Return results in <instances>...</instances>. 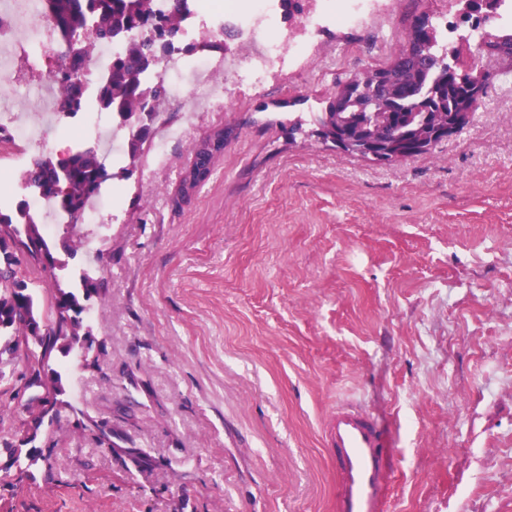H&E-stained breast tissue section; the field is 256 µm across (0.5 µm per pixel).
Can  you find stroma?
<instances>
[{
  "label": "stroma",
  "mask_w": 512,
  "mask_h": 512,
  "mask_svg": "<svg viewBox=\"0 0 512 512\" xmlns=\"http://www.w3.org/2000/svg\"><path fill=\"white\" fill-rule=\"evenodd\" d=\"M447 9L393 0L388 41L333 27L307 67L190 122L170 107L187 137L109 181L117 213L40 225L41 299L96 283L98 362L53 352L71 407L35 443L51 466L21 485L0 470V512H336L324 425L341 404L392 443L385 512H512V68L426 157L375 164L286 126ZM219 127L223 155L178 202L191 142ZM111 133L77 115L30 155Z\"/></svg>",
  "instance_id": "35a3bbf8"
}]
</instances>
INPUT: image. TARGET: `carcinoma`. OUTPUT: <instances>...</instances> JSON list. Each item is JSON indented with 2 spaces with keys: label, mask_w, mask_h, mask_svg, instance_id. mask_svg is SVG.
<instances>
[{
  "label": "carcinoma",
  "mask_w": 512,
  "mask_h": 512,
  "mask_svg": "<svg viewBox=\"0 0 512 512\" xmlns=\"http://www.w3.org/2000/svg\"><path fill=\"white\" fill-rule=\"evenodd\" d=\"M156 2L45 0L42 3L43 12L60 39L74 42L77 49L72 56L64 54L66 58L72 57V64L54 74L62 97V111L73 114L84 105L81 69L95 47V35L103 33L110 37L114 30H127L130 36L119 54L113 56L108 77L98 85L96 105L126 124L134 115L145 112L148 105L158 107L165 103L166 91L162 83L146 80L152 68L145 61L149 55L159 54L158 44L147 28L155 26L173 35L179 30L188 8L187 0H169L166 10L162 11ZM494 2L496 0H453L451 8L481 12L483 24L488 26ZM480 47L497 56L512 58V32L485 29ZM409 50L422 56V67L410 66L395 75L372 105V116H366L359 111L357 103L351 102L341 119L351 127L364 124L368 129L378 123L388 140L400 142L407 148L425 142L429 145V154L448 135L446 131L433 135L435 126L465 128L479 109L484 89L495 74L483 72L482 60L470 53L468 36L461 35L445 46L438 28L433 26L427 32L413 25L403 49L390 61L338 80L326 107L312 114L313 124L319 128L326 126L336 118L335 97L346 94L355 84L372 85L378 77L398 67L402 55ZM150 134L148 124L132 130L127 141L131 160L139 157ZM203 145L202 140L193 145V164L209 170L213 156ZM108 172L104 158L97 151L86 149L59 160L39 158L25 171L24 177L33 186L44 188L49 200L68 214L73 207H84L98 193L107 182L104 175ZM53 266L54 257L38 225L29 216L28 203L22 202L12 211L0 210V339L4 340V348L0 350V387L5 393H13L15 399L33 387L42 393L23 404L32 422V435H24L21 425L7 430L0 427V446L9 452L10 466L15 468L14 477L19 483L29 477L38 458L21 457L22 449L13 444V439L31 441L35 438L47 414L46 403L62 392L60 375L48 376L45 365L55 349L70 350L79 343V316L84 306L78 295L59 286L43 311L36 292L29 288V283L35 280L31 270L42 272ZM19 350L23 351L29 366V373L21 376V385L14 379L11 360L3 358V354L13 356Z\"/></svg>",
  "instance_id": "carcinoma-1"
}]
</instances>
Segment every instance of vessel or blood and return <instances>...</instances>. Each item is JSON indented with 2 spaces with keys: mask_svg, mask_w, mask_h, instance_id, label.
<instances>
[{
  "mask_svg": "<svg viewBox=\"0 0 512 512\" xmlns=\"http://www.w3.org/2000/svg\"><path fill=\"white\" fill-rule=\"evenodd\" d=\"M325 441L336 466L338 512H382L392 452L375 418L339 406L327 419Z\"/></svg>",
  "mask_w": 512,
  "mask_h": 512,
  "instance_id": "b4317fda",
  "label": "vessel or blood"
}]
</instances>
